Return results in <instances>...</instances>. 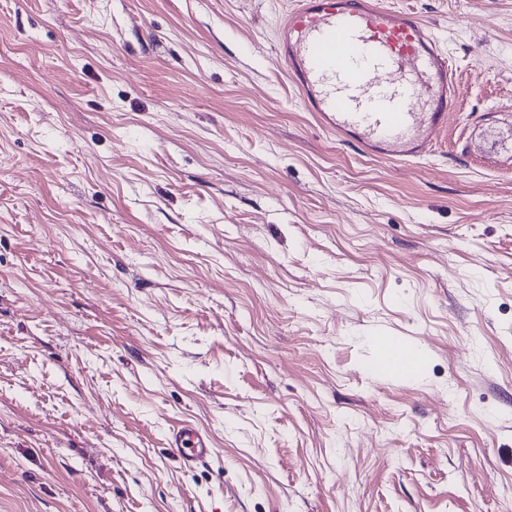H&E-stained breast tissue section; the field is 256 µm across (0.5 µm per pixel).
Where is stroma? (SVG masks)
<instances>
[{"instance_id":"1","label":"stroma","mask_w":512,"mask_h":512,"mask_svg":"<svg viewBox=\"0 0 512 512\" xmlns=\"http://www.w3.org/2000/svg\"><path fill=\"white\" fill-rule=\"evenodd\" d=\"M292 2L0 0V512H512V0H389L463 89L401 163L282 76ZM167 451L184 466L192 467L203 462L208 454L207 440L188 426L173 428L168 437Z\"/></svg>"}]
</instances>
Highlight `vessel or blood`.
<instances>
[{"mask_svg":"<svg viewBox=\"0 0 512 512\" xmlns=\"http://www.w3.org/2000/svg\"><path fill=\"white\" fill-rule=\"evenodd\" d=\"M279 55L326 129L390 161L431 151L462 95L433 28L384 0H296ZM167 451L191 467L205 460L208 444L183 426L170 431Z\"/></svg>","mask_w":512,"mask_h":512,"instance_id":"b4317fda","label":"vessel or blood"}]
</instances>
